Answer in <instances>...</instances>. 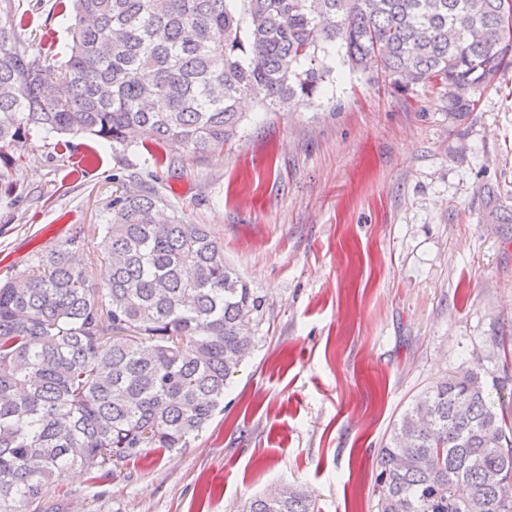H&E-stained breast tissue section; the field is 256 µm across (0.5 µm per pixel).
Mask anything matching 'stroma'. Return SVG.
I'll return each instance as SVG.
<instances>
[{
    "instance_id": "1",
    "label": "stroma",
    "mask_w": 512,
    "mask_h": 512,
    "mask_svg": "<svg viewBox=\"0 0 512 512\" xmlns=\"http://www.w3.org/2000/svg\"><path fill=\"white\" fill-rule=\"evenodd\" d=\"M31 51L62 58L71 0H13ZM333 80L282 112L247 97L197 160L34 132L0 206V278L106 223L113 175L157 172L169 213L208 225L265 300L224 411L187 447L118 476L58 471L51 512H242L282 484L318 512H374L376 452L434 381L479 373L512 415V67L448 116L445 89L394 90L330 50Z\"/></svg>"
}]
</instances>
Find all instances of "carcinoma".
Returning <instances> with one entry per match:
<instances>
[{
	"instance_id": "carcinoma-1",
	"label": "carcinoma",
	"mask_w": 512,
	"mask_h": 512,
	"mask_svg": "<svg viewBox=\"0 0 512 512\" xmlns=\"http://www.w3.org/2000/svg\"><path fill=\"white\" fill-rule=\"evenodd\" d=\"M72 45L30 52L0 0V204L20 201L31 133L151 143L201 159L238 132L245 96L289 108L332 77L329 47L398 92L448 85V116L512 64L501 0H73ZM122 188L95 228L111 269L80 267L87 230L0 279V512H43L57 471L117 474L149 448H185L224 411L264 300L204 224L158 222L148 181ZM377 512H512V425L473 371L439 378L378 449ZM243 512H315L300 489Z\"/></svg>"
}]
</instances>
